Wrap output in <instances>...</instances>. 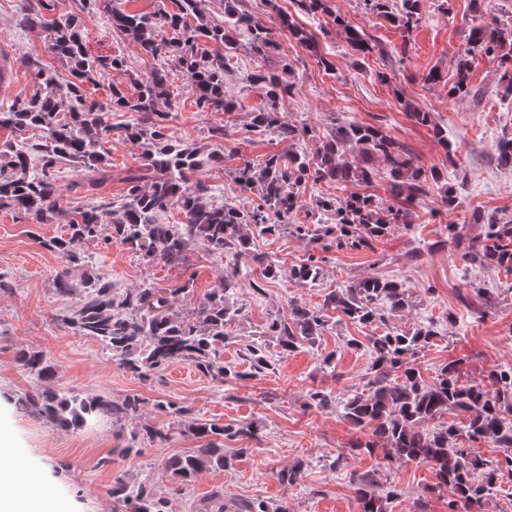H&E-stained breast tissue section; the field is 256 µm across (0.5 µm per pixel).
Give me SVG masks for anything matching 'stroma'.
<instances>
[{
	"label": "stroma",
	"mask_w": 512,
	"mask_h": 512,
	"mask_svg": "<svg viewBox=\"0 0 512 512\" xmlns=\"http://www.w3.org/2000/svg\"><path fill=\"white\" fill-rule=\"evenodd\" d=\"M482 2L477 13L471 0H421L422 19L406 35L384 18L366 13L363 0H326L330 14L362 27L382 47L359 67L344 34L324 16L306 14L295 0H277L315 37L319 53L311 55L288 34L279 36L277 49L264 61L238 47L224 72V95L236 104L231 113L198 111L186 75L172 74L167 138L208 152L214 147L210 128L223 127V164L203 167L195 177L219 188L218 199L225 204L249 198L233 178L234 167L285 149L276 134L248 130L262 102L251 83L261 66L276 72L288 69L296 90L279 101L277 110L289 123L309 129L308 153H315L330 117L336 116L382 128L412 149L425 168L440 174L438 188L428 196L413 202L397 198L409 226L395 229L372 248L325 250L285 234L254 238L252 251L259 260L240 279L233 297L237 316L224 342V363L236 371V378L220 382L185 363L167 366L145 382L94 339L75 335L61 316L78 298L56 292L54 279L65 263L44 245L47 239L66 236V225L35 224L23 213L0 210V436L11 447L10 461L41 481L52 498L70 502L72 512H121L112 495L120 478L150 482L166 500L167 512H207L211 494L219 488L224 491V512H236L245 501L263 503L267 512H277L283 504L288 512H360L351 482L355 473L397 490L387 512H449L452 495L435 489L427 465L387 464L365 453L337 459L359 436L335 404L367 389L373 355L363 340L369 328L335 311L318 344L287 354L265 330L272 319L287 316L290 303L315 309L329 291L377 275L400 283L409 294L408 308L388 314V328L409 331L431 322L438 331L413 358L425 382H433L452 361L464 383L512 364V272L474 268L460 249L484 237L485 227L474 223V214L512 217V170L494 160L497 142L512 137V92L500 81L499 58H473L471 84L480 90V98L448 95L456 79L455 59L471 29L481 16L498 10V0ZM18 9L19 0H0V52L12 68L10 80L0 88V102L31 96L38 88L33 57L42 56L48 69H63L44 54L45 29L21 25ZM66 9L81 18V36L91 56L126 61L125 72L103 69L96 84L87 86V95L103 100L115 87L134 93L135 79L150 73L154 60L113 29L95 0H66ZM324 58L332 62L333 73H325L320 64ZM434 68L442 79L427 83L426 75ZM411 106L429 112V124L409 116ZM438 128L444 130L447 145L438 143ZM452 224L459 235L455 241L448 236ZM91 254L94 271L123 288L145 281L176 288L192 281L182 300L187 308L205 299L219 269L201 250L180 266L146 264L118 241ZM311 255L319 260L321 274L316 284H303L292 271ZM477 286L489 290L490 302L475 296ZM256 340L271 363L260 374L254 373L244 350ZM24 350L48 356L58 391L115 402L135 395L141 400L139 415L122 420L101 415L79 428L52 426L29 404L42 385L21 366L18 356ZM313 390L329 393L333 406H310ZM176 405L183 407V414H173ZM204 423H249L253 433L225 438V448L236 454L224 469L200 472L183 488L173 485L165 463L199 446L190 427ZM145 426L170 433V440L128 451L131 431ZM294 466L301 468L302 478L284 487L276 473Z\"/></svg>",
	"instance_id": "obj_1"
}]
</instances>
